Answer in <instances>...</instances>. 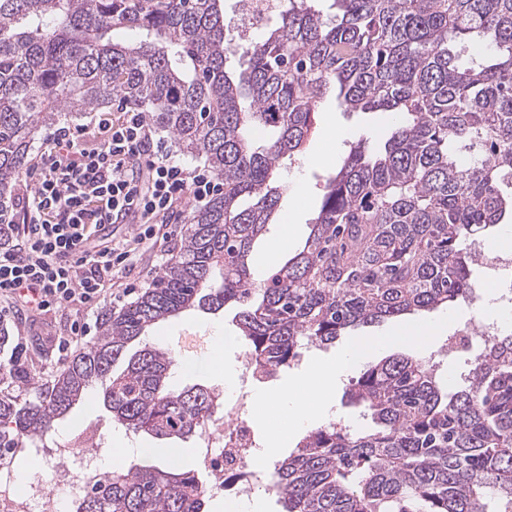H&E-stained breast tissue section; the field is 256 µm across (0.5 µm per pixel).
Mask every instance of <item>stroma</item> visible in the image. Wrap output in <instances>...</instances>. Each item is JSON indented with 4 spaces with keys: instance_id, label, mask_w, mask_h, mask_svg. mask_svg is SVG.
Here are the masks:
<instances>
[{
    "instance_id": "1",
    "label": "stroma",
    "mask_w": 512,
    "mask_h": 512,
    "mask_svg": "<svg viewBox=\"0 0 512 512\" xmlns=\"http://www.w3.org/2000/svg\"><path fill=\"white\" fill-rule=\"evenodd\" d=\"M385 134L382 114L376 112H345L339 108L334 96H326L318 105L312 133L305 145V152L290 163H283L276 174V180L288 184L289 191L281 196L272 216L268 237L257 243L252 253V269L255 278H262L272 267L285 263L293 253L302 248L313 220L316 218L327 174L335 172L343 156L351 145L359 139L375 141ZM288 233L286 249L274 252L270 245L281 233ZM474 290L470 305L454 307L440 306L429 312L389 318L367 326L351 329V336H384L410 323L425 320H440L444 326L434 337L425 351L391 344L378 352L367 355V362L376 363L393 355H403L415 360L435 364L440 383L456 385L457 374L462 371L461 362L447 346V338L460 319L478 320L497 317L499 311L492 304L493 290L485 286L481 276H474ZM111 299L101 301L99 308L90 311H75L68 306L47 316H32L25 320L0 322L11 338L17 339L20 346L27 348L28 356L34 361L36 374L40 379H52L62 363L51 356L50 340L55 336L67 335L72 325H84L88 330H96L102 310L111 308ZM234 309H226L211 315L190 311L170 318L150 327L144 338L132 342L130 351L140 350L144 343L167 346L169 337H176V345L187 360H194L201 354L203 339L212 326H223L227 335H238L233 317ZM98 388H90L84 403L76 405L73 411L62 420L55 431L58 440H73L83 434H95L99 443L101 462L110 469L126 468L131 464L162 465L167 463L170 445L153 439L144 433H133L113 425L112 416L98 406ZM136 440L141 451L137 454L114 458L113 450L118 440Z\"/></svg>"
}]
</instances>
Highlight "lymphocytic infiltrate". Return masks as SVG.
<instances>
[{
    "label": "lymphocytic infiltrate",
    "instance_id": "lymphocytic-infiltrate-1",
    "mask_svg": "<svg viewBox=\"0 0 512 512\" xmlns=\"http://www.w3.org/2000/svg\"><path fill=\"white\" fill-rule=\"evenodd\" d=\"M118 110L116 118L101 113L90 131L57 130L41 168L27 172L0 233V321L21 309L41 315L67 303L96 307L140 251L177 237L183 204L220 188L208 171L177 161L143 112ZM122 222L133 232L96 242L105 225Z\"/></svg>",
    "mask_w": 512,
    "mask_h": 512
}]
</instances>
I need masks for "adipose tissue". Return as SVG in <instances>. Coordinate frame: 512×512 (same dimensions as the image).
I'll use <instances>...</instances> for the list:
<instances>
[{"instance_id":"adipose-tissue-1","label":"adipose tissue","mask_w":512,"mask_h":512,"mask_svg":"<svg viewBox=\"0 0 512 512\" xmlns=\"http://www.w3.org/2000/svg\"><path fill=\"white\" fill-rule=\"evenodd\" d=\"M383 343L382 338L360 336L354 338L336 360L314 365L298 380L277 389L259 390L253 397L260 407L275 408L279 421L274 424L270 449H277L290 428L301 425L309 419V403H316L319 414L327 416L332 412L331 393L337 379L349 373L364 356Z\"/></svg>"}]
</instances>
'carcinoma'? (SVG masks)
Listing matches in <instances>:
<instances>
[{
  "mask_svg": "<svg viewBox=\"0 0 512 512\" xmlns=\"http://www.w3.org/2000/svg\"><path fill=\"white\" fill-rule=\"evenodd\" d=\"M283 0L279 23L242 45L224 0H0V210L49 122L120 98L202 158L223 188L191 210L179 259L153 288L39 384L25 350L0 392V470L28 459L88 388L112 422L184 441L218 412L211 388L179 387L156 346L126 356L147 328L187 310L239 306L256 368H290L304 344L472 293L466 240L512 218V0ZM468 41V65L455 43ZM347 111L400 114L383 148L361 140L325 179L301 250L254 279V241L288 187L281 162L302 154L332 89ZM126 365L118 375L113 366ZM374 428L330 423L273 462L281 512H512V332L462 385L408 357L363 365L348 392ZM166 465L88 481L71 512H205L206 482L172 448Z\"/></svg>",
  "mask_w": 512,
  "mask_h": 512,
  "instance_id": "carcinoma-1",
  "label": "carcinoma"
}]
</instances>
